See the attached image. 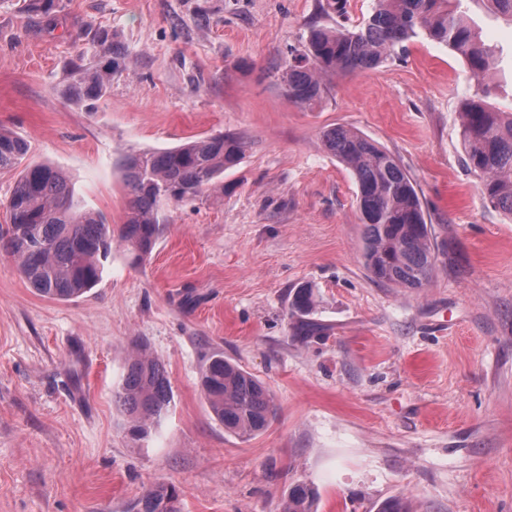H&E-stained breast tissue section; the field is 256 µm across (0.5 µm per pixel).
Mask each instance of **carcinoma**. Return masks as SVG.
Segmentation results:
<instances>
[{"label": "carcinoma", "mask_w": 512, "mask_h": 512, "mask_svg": "<svg viewBox=\"0 0 512 512\" xmlns=\"http://www.w3.org/2000/svg\"><path fill=\"white\" fill-rule=\"evenodd\" d=\"M461 0H376L362 25H313L299 48L288 51L278 75L288 100L299 107L317 103L328 79L338 72L372 69L406 51L419 34L459 54L478 84L493 69L491 52L476 27L459 10ZM95 55L108 64L81 69L70 87L75 98H98L112 74L130 65L116 35L98 30L91 39ZM461 138L466 168L479 177L478 190L493 208L512 216V112H497L486 93L465 99ZM325 148L352 172L357 206L365 225L364 259L372 277L399 288L425 287L436 254L421 199L398 160L365 135L343 126L322 135ZM26 140L0 128V170H18L7 204L9 223L0 225V254L41 296L76 299L102 278L104 262L119 239L132 262L151 254L161 232L168 202L191 201L223 187L224 169L244 154L241 138L222 132L194 138L168 149L130 153L122 163L128 202L126 220L111 225L106 216L76 197L67 173L50 163L27 161ZM316 305L313 288L294 291L290 311L308 314ZM201 389L224 431L255 436L269 426L276 407L266 387L251 373L210 355L201 373ZM127 419L126 433L142 440L169 412L171 382L163 364L143 342L133 343L121 383L113 394ZM315 491L303 484L288 493L284 512H315ZM129 512H181L179 492L156 485Z\"/></svg>", "instance_id": "obj_1"}]
</instances>
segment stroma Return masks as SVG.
<instances>
[{
    "mask_svg": "<svg viewBox=\"0 0 512 512\" xmlns=\"http://www.w3.org/2000/svg\"><path fill=\"white\" fill-rule=\"evenodd\" d=\"M0 0V127L29 158L65 170L112 223L125 220L120 162L218 132L246 143L224 189L165 208L150 256L123 243L84 296H40L0 255V512H127L175 486L181 512H282L291 486L316 512H512V217L465 167L459 111L477 84L419 36L379 67L332 77L310 108L277 69L319 0H54L56 28ZM461 8L494 54L489 102L512 111V21ZM132 63L102 97L68 95L67 64L95 29ZM345 126L404 167L438 253L420 289L375 281L351 172L324 147ZM312 286L301 336L289 294ZM169 374L171 409L132 441L113 404L134 342ZM263 382L277 411L242 438L201 392L211 352Z\"/></svg>",
    "mask_w": 512,
    "mask_h": 512,
    "instance_id": "obj_1",
    "label": "stroma"
}]
</instances>
